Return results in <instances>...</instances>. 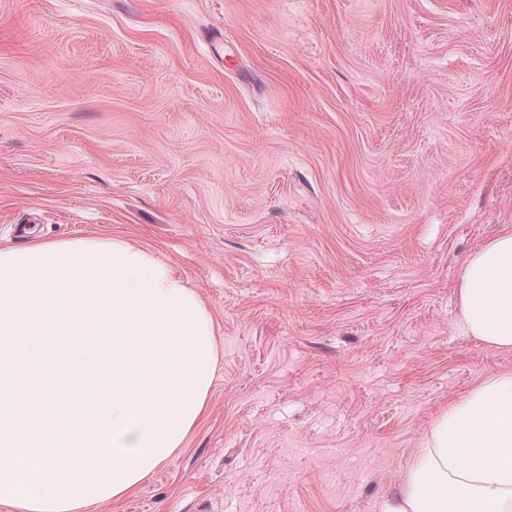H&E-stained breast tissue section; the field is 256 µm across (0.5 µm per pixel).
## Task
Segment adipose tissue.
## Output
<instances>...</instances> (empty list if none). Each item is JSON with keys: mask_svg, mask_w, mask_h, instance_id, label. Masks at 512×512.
<instances>
[{"mask_svg": "<svg viewBox=\"0 0 512 512\" xmlns=\"http://www.w3.org/2000/svg\"><path fill=\"white\" fill-rule=\"evenodd\" d=\"M459 320L512 351V231L468 258ZM94 331L112 338V396L70 421L57 357ZM218 362L204 303L149 250L116 237L0 249V503L84 512L124 498L182 448ZM385 512H512V372L449 403Z\"/></svg>", "mask_w": 512, "mask_h": 512, "instance_id": "ef3b65f1", "label": "adipose tissue"}]
</instances>
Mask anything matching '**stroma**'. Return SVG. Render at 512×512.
Returning <instances> with one entry per match:
<instances>
[{
	"label": "stroma",
	"instance_id": "1",
	"mask_svg": "<svg viewBox=\"0 0 512 512\" xmlns=\"http://www.w3.org/2000/svg\"><path fill=\"white\" fill-rule=\"evenodd\" d=\"M512 0H0V249L118 237L220 361L184 449L87 512H383L502 352ZM459 320L486 345L512 351V231L483 244L461 274Z\"/></svg>",
	"mask_w": 512,
	"mask_h": 512
}]
</instances>
